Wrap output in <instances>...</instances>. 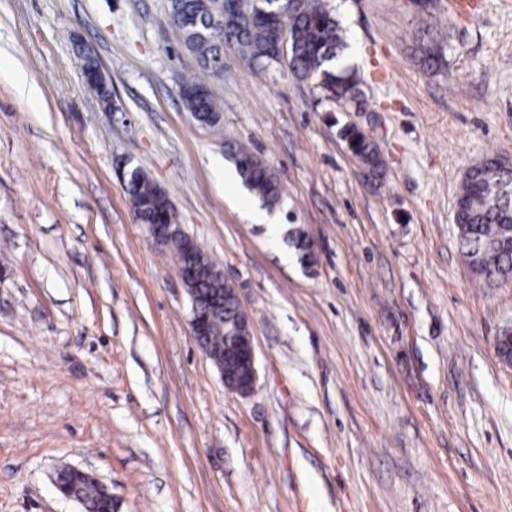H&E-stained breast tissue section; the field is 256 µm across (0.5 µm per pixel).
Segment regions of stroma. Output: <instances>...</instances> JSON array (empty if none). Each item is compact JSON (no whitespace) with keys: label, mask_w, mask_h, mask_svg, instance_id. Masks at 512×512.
<instances>
[{"label":"stroma","mask_w":512,"mask_h":512,"mask_svg":"<svg viewBox=\"0 0 512 512\" xmlns=\"http://www.w3.org/2000/svg\"><path fill=\"white\" fill-rule=\"evenodd\" d=\"M360 111L224 48L213 77L171 0H0V512H82L51 476L92 472L118 512H512V280L458 245L467 168L512 160V0H323ZM437 40L445 61L423 68ZM100 62L111 105L84 86ZM208 84L201 127L177 78ZM379 147L373 180L339 136ZM238 142L283 190L270 239L224 183ZM142 167L251 317L254 394L194 341L174 258L136 221L118 165ZM298 226L316 262L288 244ZM182 97L196 122L210 128L220 125L223 110L209 88L201 95Z\"/></svg>","instance_id":"1"}]
</instances>
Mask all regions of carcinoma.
<instances>
[{
    "mask_svg": "<svg viewBox=\"0 0 512 512\" xmlns=\"http://www.w3.org/2000/svg\"><path fill=\"white\" fill-rule=\"evenodd\" d=\"M173 10L183 20L173 22L180 44L196 55L204 68L224 64V43H232L242 57L262 64L279 63L274 43L281 34L289 37L286 65L299 81L312 82L329 93V97L361 108L363 91L354 68L341 61L345 36L336 16L321 0H276L270 4L260 0H235V9L223 14L215 0H173ZM420 60L427 69L438 68L443 49L430 42L419 49ZM184 101L196 122L215 128L220 125L222 109L210 89ZM348 150L376 178L382 176V158L377 145L355 125L342 129ZM231 159L244 187L266 207L280 205V182L265 161L243 146L233 148ZM492 159L465 174L457 197L459 213L455 217L459 244L472 271L485 283L512 279V174L490 166ZM126 192L133 212L142 224L166 221L180 227L169 201L158 184L141 168L132 169ZM288 242L301 262L313 258L310 240L297 227L288 229ZM168 252L178 269L208 254L188 233L182 231L173 239ZM223 307L212 312V330L199 347L213 365L224 363V347L232 343L224 323L234 319L236 287L224 278L220 284ZM58 484L79 495L85 512H115L112 495L94 480L62 469Z\"/></svg>",
    "mask_w": 512,
    "mask_h": 512,
    "instance_id": "cac0c4a2",
    "label": "carcinoma"
}]
</instances>
